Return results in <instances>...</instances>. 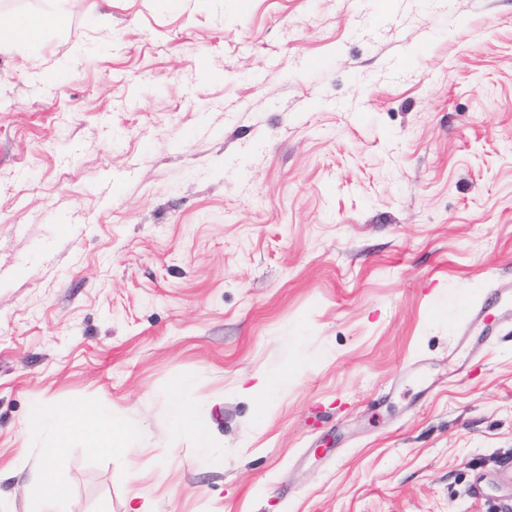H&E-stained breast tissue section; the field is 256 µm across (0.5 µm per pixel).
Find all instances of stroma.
<instances>
[{
	"mask_svg": "<svg viewBox=\"0 0 512 512\" xmlns=\"http://www.w3.org/2000/svg\"><path fill=\"white\" fill-rule=\"evenodd\" d=\"M494 289L512 0H80L0 52V512L72 402L141 435L70 445L69 512H512ZM176 431H188L192 434L197 448H210V429L197 421L194 413L186 405H177L173 410Z\"/></svg>",
	"mask_w": 512,
	"mask_h": 512,
	"instance_id": "stroma-1",
	"label": "stroma"
}]
</instances>
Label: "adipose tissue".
I'll return each mask as SVG.
<instances>
[{
  "instance_id": "1",
  "label": "adipose tissue",
  "mask_w": 512,
  "mask_h": 512,
  "mask_svg": "<svg viewBox=\"0 0 512 512\" xmlns=\"http://www.w3.org/2000/svg\"><path fill=\"white\" fill-rule=\"evenodd\" d=\"M70 0H49L47 10L36 14H16L0 23V51L25 48L50 30L64 29L69 17ZM27 432L39 434L51 442L50 453L63 461L67 443L80 439L94 451L123 453L140 436L137 424L112 420L94 406L74 403L55 410L34 407L25 421Z\"/></svg>"
}]
</instances>
